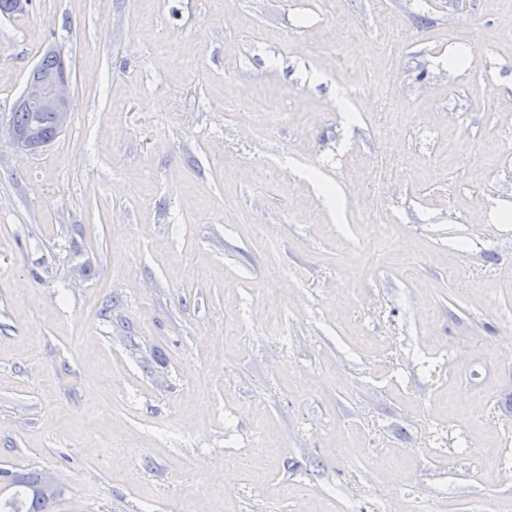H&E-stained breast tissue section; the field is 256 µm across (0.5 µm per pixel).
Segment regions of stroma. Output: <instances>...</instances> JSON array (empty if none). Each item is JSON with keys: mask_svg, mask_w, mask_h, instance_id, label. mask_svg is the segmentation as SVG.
<instances>
[{"mask_svg": "<svg viewBox=\"0 0 512 512\" xmlns=\"http://www.w3.org/2000/svg\"><path fill=\"white\" fill-rule=\"evenodd\" d=\"M480 55L459 73L450 46ZM0 471L50 512H512V0H31ZM65 62V58L61 54H56L44 56L40 61L41 64L38 63L34 67L23 94L19 98V105H25L36 112L21 109L15 104L10 114V121L15 126L25 129L33 121H37L50 140L56 138L54 121L57 133L66 128L71 117L69 71L67 67L49 73H44L41 70V65L45 69H54ZM51 112H53L54 120ZM8 131L11 144L21 151H33L45 145L40 141L36 132L18 130L10 122L8 123ZM8 474H10V476L5 478V475ZM17 475L19 476L18 479H16ZM0 476L14 488V492L8 499L0 501L1 512H48L52 504L48 501L57 499L62 495V488L55 479L47 473L41 474L37 471H1ZM38 484L40 485L39 492H41L46 499L36 493L35 488Z\"/></svg>", "mask_w": 512, "mask_h": 512, "instance_id": "obj_1", "label": "stroma"}]
</instances>
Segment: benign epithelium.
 <instances>
[{
	"instance_id": "1",
	"label": "benign epithelium",
	"mask_w": 512,
	"mask_h": 512,
	"mask_svg": "<svg viewBox=\"0 0 512 512\" xmlns=\"http://www.w3.org/2000/svg\"><path fill=\"white\" fill-rule=\"evenodd\" d=\"M70 74L67 68L45 73L41 65H36L26 83L19 104L36 112H51L54 116L56 132H62L71 117L69 94ZM11 144L21 151H33L44 146L38 134L21 131L8 125ZM46 500L52 501L62 495V488L47 473L41 475L40 489Z\"/></svg>"
}]
</instances>
